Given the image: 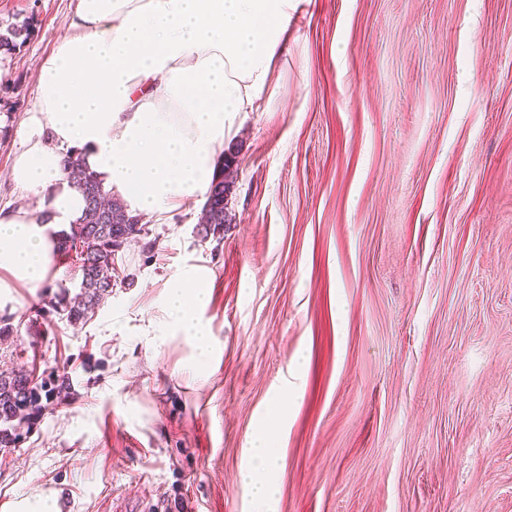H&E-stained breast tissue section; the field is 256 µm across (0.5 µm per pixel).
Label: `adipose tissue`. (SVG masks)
I'll return each mask as SVG.
<instances>
[{
	"instance_id": "1",
	"label": "adipose tissue",
	"mask_w": 512,
	"mask_h": 512,
	"mask_svg": "<svg viewBox=\"0 0 512 512\" xmlns=\"http://www.w3.org/2000/svg\"><path fill=\"white\" fill-rule=\"evenodd\" d=\"M299 3L77 0L71 34L38 62L36 106L11 178L40 206L0 209V288L47 282L60 234L84 208L62 171L67 154L131 211L159 221L205 198L226 138L267 91ZM164 302L175 333L207 363L208 290L198 271L178 277ZM245 454L256 512H274L271 436L253 435Z\"/></svg>"
}]
</instances>
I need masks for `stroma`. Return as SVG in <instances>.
<instances>
[{
	"label": "stroma",
	"mask_w": 512,
	"mask_h": 512,
	"mask_svg": "<svg viewBox=\"0 0 512 512\" xmlns=\"http://www.w3.org/2000/svg\"><path fill=\"white\" fill-rule=\"evenodd\" d=\"M75 0H0V208L37 60ZM222 241L180 208L122 252L86 323L0 291V368L67 367L0 448V512H254L241 479L272 432L276 512H512V0H304L228 146ZM194 267L214 355L163 298ZM286 391L285 422L270 414Z\"/></svg>",
	"instance_id": "obj_1"
}]
</instances>
